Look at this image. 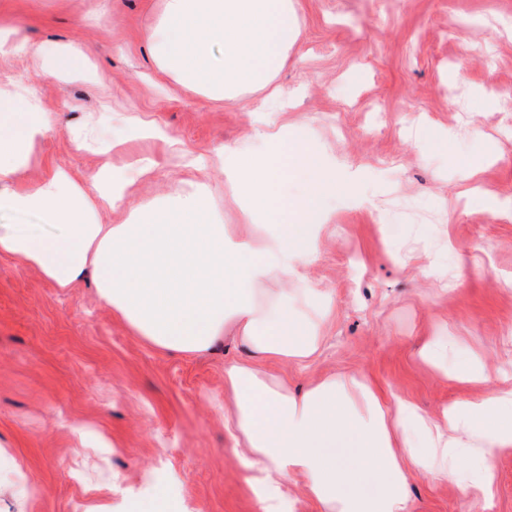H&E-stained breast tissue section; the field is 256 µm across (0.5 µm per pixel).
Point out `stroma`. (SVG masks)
I'll return each instance as SVG.
<instances>
[{"label": "stroma", "instance_id": "stroma-1", "mask_svg": "<svg viewBox=\"0 0 512 512\" xmlns=\"http://www.w3.org/2000/svg\"><path fill=\"white\" fill-rule=\"evenodd\" d=\"M160 0H0V80L27 73L53 132L18 174L34 183L59 167L77 175L124 170L131 155L158 156L139 140L140 113L191 157L213 145L265 150L260 131L308 122L319 153L359 171L358 191L331 200L325 243L306 281L334 306L326 349L289 365L294 387L332 372L368 375L384 397L425 411L512 388V0H297L302 59L276 78L284 95H243L214 105L155 73L144 36ZM77 43L97 76H44L21 40ZM101 138L126 148L90 154L68 129L88 116ZM186 173L166 166L132 176L130 197L162 196ZM489 252H482V245ZM434 262L432 276L421 275ZM448 342V365L480 359L487 379L441 378L418 357L426 337ZM232 341L204 355L161 352L130 336L87 282L60 290L0 259V438L24 464L40 498L19 499L0 475V512H131L146 488L173 489L176 512H261L257 471L232 454L224 430V365L244 357ZM113 443L83 445L80 427ZM488 491L421 475L413 512H512V452L495 462Z\"/></svg>", "mask_w": 512, "mask_h": 512}]
</instances>
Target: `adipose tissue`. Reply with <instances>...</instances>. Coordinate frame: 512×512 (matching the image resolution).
Returning <instances> with one entry per match:
<instances>
[{
	"label": "adipose tissue",
	"instance_id": "adipose-tissue-1",
	"mask_svg": "<svg viewBox=\"0 0 512 512\" xmlns=\"http://www.w3.org/2000/svg\"><path fill=\"white\" fill-rule=\"evenodd\" d=\"M147 31L156 67L212 103L271 91L302 36L296 0H161ZM50 76H76L91 63L80 50L36 47ZM35 85L0 83V212L40 211L53 234L0 226V258L30 267L55 287L93 282L101 303L144 343L196 355L233 334L245 358L224 367V428L232 452L278 491L302 483L316 512H410L411 482L468 471L487 489L495 461L512 449V389L444 406L436 416L409 400L383 399L372 380L345 372L290 389L272 365L305 364L323 351L326 299L303 291L311 311L288 304L286 282L303 280L317 255L336 193L356 194L359 174L337 172L316 153L309 126L293 134L266 128L268 150L220 145L213 162L224 197L239 209L240 233L211 217L209 185L130 204L122 176L99 171L75 179L64 168L35 183L15 177L53 128ZM299 179L298 199L283 191ZM129 208L130 220L108 224L106 212ZM279 287H268L270 278Z\"/></svg>",
	"mask_w": 512,
	"mask_h": 512
}]
</instances>
